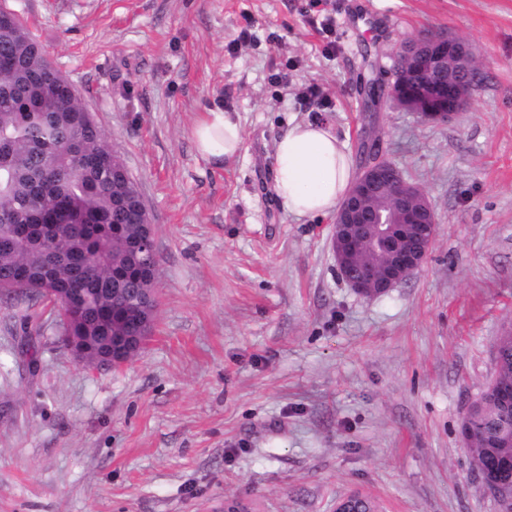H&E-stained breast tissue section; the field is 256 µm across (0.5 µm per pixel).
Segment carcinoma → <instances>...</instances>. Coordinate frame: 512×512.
I'll return each mask as SVG.
<instances>
[{
    "label": "carcinoma",
    "mask_w": 512,
    "mask_h": 512,
    "mask_svg": "<svg viewBox=\"0 0 512 512\" xmlns=\"http://www.w3.org/2000/svg\"><path fill=\"white\" fill-rule=\"evenodd\" d=\"M118 155L87 114L77 87L52 63L27 22L0 23V295L18 278L20 294L59 310L53 295L70 294L73 330L109 342L136 328L125 301L154 277L125 246L141 214L122 206L136 184L112 176ZM495 378L512 385V331L495 342ZM475 459L512 453V406L483 390L466 409Z\"/></svg>",
    "instance_id": "obj_1"
}]
</instances>
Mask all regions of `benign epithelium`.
<instances>
[{"instance_id": "7a95c632", "label": "benign epithelium", "mask_w": 512, "mask_h": 512, "mask_svg": "<svg viewBox=\"0 0 512 512\" xmlns=\"http://www.w3.org/2000/svg\"><path fill=\"white\" fill-rule=\"evenodd\" d=\"M476 58L470 42L448 33L425 35L399 51L393 82L384 94L422 122L446 124L470 103ZM437 217L424 191L390 161L375 154L331 224L330 243L339 277L353 290L370 295L389 292L425 262L437 236ZM156 226L144 224L130 240L145 252ZM63 346L78 363L97 370L119 368L142 344L119 336L112 344L96 336L62 331ZM335 512H376L359 493L341 499Z\"/></svg>"}]
</instances>
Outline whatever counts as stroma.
Segmentation results:
<instances>
[{
    "label": "stroma",
    "instance_id": "1",
    "mask_svg": "<svg viewBox=\"0 0 512 512\" xmlns=\"http://www.w3.org/2000/svg\"><path fill=\"white\" fill-rule=\"evenodd\" d=\"M1 5L124 159L160 262L153 334L119 370L74 361L41 305L0 299V512H333L353 491L379 512H499L460 420L512 324V0ZM429 31L471 42L470 108L363 111ZM211 108L243 130L225 163L189 134ZM313 121L354 154L380 134L435 210L428 258L386 294L343 283L329 219L275 198L276 142Z\"/></svg>",
    "mask_w": 512,
    "mask_h": 512
}]
</instances>
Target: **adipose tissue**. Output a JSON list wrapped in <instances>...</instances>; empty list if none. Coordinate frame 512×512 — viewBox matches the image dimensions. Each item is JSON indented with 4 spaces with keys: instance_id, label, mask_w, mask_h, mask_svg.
<instances>
[{
    "instance_id": "ef3b65f1",
    "label": "adipose tissue",
    "mask_w": 512,
    "mask_h": 512,
    "mask_svg": "<svg viewBox=\"0 0 512 512\" xmlns=\"http://www.w3.org/2000/svg\"><path fill=\"white\" fill-rule=\"evenodd\" d=\"M197 151L215 160L234 158L243 132L230 113L206 112L192 129ZM355 176V164L331 127L324 123H297L277 141L274 189L288 213L309 218L335 213Z\"/></svg>"
}]
</instances>
